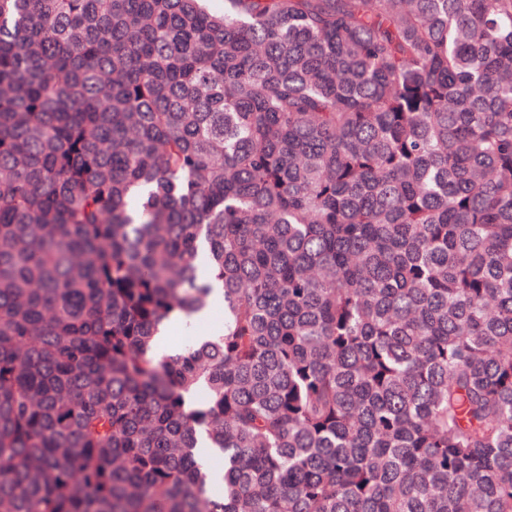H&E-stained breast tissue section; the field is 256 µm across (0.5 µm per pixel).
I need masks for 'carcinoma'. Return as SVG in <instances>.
<instances>
[{"mask_svg":"<svg viewBox=\"0 0 512 512\" xmlns=\"http://www.w3.org/2000/svg\"><path fill=\"white\" fill-rule=\"evenodd\" d=\"M209 2L0 0V512H512V0Z\"/></svg>","mask_w":512,"mask_h":512,"instance_id":"cac0c4a2","label":"carcinoma"}]
</instances>
